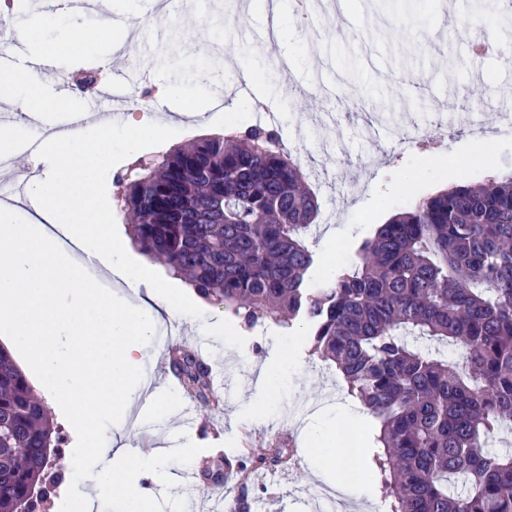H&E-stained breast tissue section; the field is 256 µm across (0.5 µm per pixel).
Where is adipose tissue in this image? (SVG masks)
<instances>
[{
  "instance_id": "adipose-tissue-1",
  "label": "adipose tissue",
  "mask_w": 512,
  "mask_h": 512,
  "mask_svg": "<svg viewBox=\"0 0 512 512\" xmlns=\"http://www.w3.org/2000/svg\"><path fill=\"white\" fill-rule=\"evenodd\" d=\"M46 25L41 19L17 30L30 64L0 75V91L31 112L57 106L42 80L43 68L59 57L41 38ZM112 136L105 124L51 135L42 149V176L28 194L36 221L16 223L14 208L0 206V343L35 391L81 433L83 457L71 470L68 512H94L105 499L120 512H145L142 478L173 483L165 454H128L113 447L100 424L140 400L139 371L156 322L195 315L163 290L154 268L131 262L127 240L113 236L110 215L96 207L93 176ZM92 258L111 291L88 281ZM128 292L153 308V319L126 302ZM354 441L348 432L342 446L321 445L312 454L339 488L363 496L366 477L348 464Z\"/></svg>"
}]
</instances>
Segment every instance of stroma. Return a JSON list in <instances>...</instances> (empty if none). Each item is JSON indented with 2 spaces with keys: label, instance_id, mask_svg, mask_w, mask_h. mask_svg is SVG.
<instances>
[{
  "label": "stroma",
  "instance_id": "stroma-1",
  "mask_svg": "<svg viewBox=\"0 0 512 512\" xmlns=\"http://www.w3.org/2000/svg\"><path fill=\"white\" fill-rule=\"evenodd\" d=\"M43 2L25 0L24 9L0 10V51H12L14 65H24L28 53L15 32L25 12L41 11ZM155 2L115 0L108 45L83 36L102 24V14L79 8L61 15L46 38L65 57L48 82L65 100L54 111L31 116L46 128L74 107L105 111L92 95L69 87L72 76L87 72L125 96L135 88L149 91L147 107L125 111L112 128L120 134L130 123H146L153 133L132 151L114 143L97 171L98 203L111 212L117 235L127 236L128 226L113 181L135 160L158 158L171 146L232 126L263 123L268 112L282 146L299 160L318 197L320 214L308 239L317 258L308 278L312 289L328 276L321 260L326 244L335 245L337 264L354 265L361 242L393 214L453 181L479 184L512 173V14L498 11L493 0H347L350 30L318 14L303 28L291 0H282L276 17L264 11L263 0H195L193 16L182 24L125 26L128 13H150ZM272 24L281 27L280 40L268 38ZM480 31L496 42V54L474 56L471 45ZM201 67L209 71L207 96L185 103L166 95L167 87L189 83ZM247 71L256 104L224 111L216 97L234 98ZM355 91L366 94L368 112L347 109L346 95ZM411 124L422 145L404 140ZM197 314L193 323H179L171 342L190 349L197 339L207 342L209 363L224 366L219 404L192 401L164 385L152 403L132 406L112 425L121 445L176 448L194 439L204 449L190 468H175V486L151 485L155 512H185L187 501L208 499L213 483L205 473L220 456L276 444L289 449L292 465L255 475L248 491L260 496L258 512H318L327 495L338 512H389L374 475L375 420L348 395L338 371L312 354L309 327L269 321L244 328L223 306L207 302ZM289 358L293 366L273 381V405H263L261 366ZM169 405L175 416L167 415ZM348 415L360 417L368 439L360 463L366 504L355 492L334 490L311 469L310 431L338 430ZM58 425L64 438L54 465L59 478L43 512H60L68 492L66 463L80 454L69 422Z\"/></svg>",
  "mask_w": 512,
  "mask_h": 512
}]
</instances>
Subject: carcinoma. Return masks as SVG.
<instances>
[{"label": "carcinoma", "instance_id": "cac0c4a2", "mask_svg": "<svg viewBox=\"0 0 512 512\" xmlns=\"http://www.w3.org/2000/svg\"><path fill=\"white\" fill-rule=\"evenodd\" d=\"M132 244L244 326L311 327L313 353L377 420L390 512H512V174L461 183L376 226L360 262L306 288L315 192L276 130L238 127L178 145L116 178ZM453 345L450 362L414 341ZM187 395L209 366L169 351ZM63 437L0 347V512H36Z\"/></svg>", "mask_w": 512, "mask_h": 512}]
</instances>
